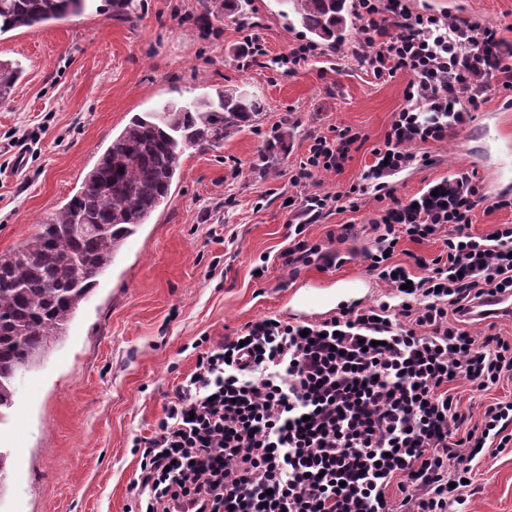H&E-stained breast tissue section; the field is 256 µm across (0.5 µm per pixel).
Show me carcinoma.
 Segmentation results:
<instances>
[{
    "label": "carcinoma",
    "instance_id": "obj_1",
    "mask_svg": "<svg viewBox=\"0 0 512 512\" xmlns=\"http://www.w3.org/2000/svg\"><path fill=\"white\" fill-rule=\"evenodd\" d=\"M249 0H202L198 22L242 12ZM300 26L333 45L356 25L349 0H283ZM87 0H0V34L84 12ZM21 68L0 62V102ZM256 98L235 88L134 115L80 189L39 231L0 253V419L14 405L16 378L60 343L124 242L170 196L189 147L208 149L254 120Z\"/></svg>",
    "mask_w": 512,
    "mask_h": 512
}]
</instances>
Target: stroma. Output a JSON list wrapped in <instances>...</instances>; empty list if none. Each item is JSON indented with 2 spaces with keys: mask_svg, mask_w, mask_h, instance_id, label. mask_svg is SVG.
<instances>
[{
  "mask_svg": "<svg viewBox=\"0 0 512 512\" xmlns=\"http://www.w3.org/2000/svg\"><path fill=\"white\" fill-rule=\"evenodd\" d=\"M412 11L468 16L502 27L512 41V0H409ZM200 0H131L126 17L110 0L79 15L0 35V60L23 74L0 102V252L34 234L79 189L129 119L155 106L236 87L262 103L256 120L211 149L182 156L171 198L129 237L37 369L19 375L15 403L0 423L9 477L0 512H130L139 458L176 385L195 367L200 337L218 341L266 315L288 318L296 276L337 280L367 272L380 216L374 182H362L373 149L404 105L406 75L377 79L359 61L318 42V56L284 72L275 60L311 36L279 0H250L245 12L203 27ZM266 53L253 55L248 40ZM505 94L447 142L418 145L416 162L385 176L411 200L484 169L512 195V124ZM361 135L340 174L301 185L292 175L316 135ZM365 183L357 212L305 223L310 243L346 263L291 273L277 256L289 225L305 222V198ZM268 257L263 278L254 266ZM460 409L478 422L486 404L512 401V376L477 392L455 385ZM464 512H512V445L487 456Z\"/></svg>",
  "mask_w": 512,
  "mask_h": 512,
  "instance_id": "1",
  "label": "stroma"
}]
</instances>
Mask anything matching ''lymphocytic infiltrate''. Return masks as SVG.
Instances as JSON below:
<instances>
[{
  "mask_svg": "<svg viewBox=\"0 0 512 512\" xmlns=\"http://www.w3.org/2000/svg\"><path fill=\"white\" fill-rule=\"evenodd\" d=\"M355 4L351 56L376 78L409 77L369 177L407 167L411 146L446 140L491 95L512 91V47L499 28L415 12L407 0ZM358 139L348 128L313 137L293 183L340 173ZM363 194L353 185L312 196L304 211L355 212ZM385 197L367 257L386 299L310 323L266 316L200 346L163 418L133 441L138 512H448L461 481L512 444L511 401L487 404L470 426L453 393L461 379L482 392L512 375V340L466 329L474 308L512 294V225L470 231L483 204L512 210V197L487 201L469 178L414 205ZM447 225L445 259L417 258L416 275L394 262L401 239L420 243ZM303 232L294 225L282 266L335 264Z\"/></svg>",
  "mask_w": 512,
  "mask_h": 512,
  "instance_id": "f902f5d3",
  "label": "lymphocytic infiltrate"
}]
</instances>
